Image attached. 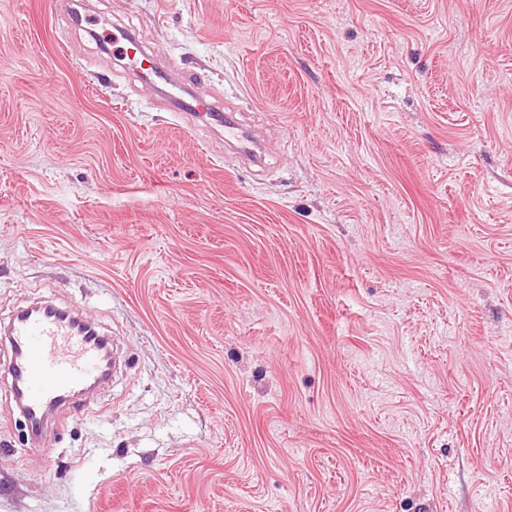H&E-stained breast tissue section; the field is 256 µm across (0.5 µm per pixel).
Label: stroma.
<instances>
[{
    "label": "stroma",
    "mask_w": 512,
    "mask_h": 512,
    "mask_svg": "<svg viewBox=\"0 0 512 512\" xmlns=\"http://www.w3.org/2000/svg\"><path fill=\"white\" fill-rule=\"evenodd\" d=\"M85 3L0 0V325L120 369L47 457L0 379V512H512V0ZM120 39L124 41L125 44L122 50V56L128 59V63L135 68L139 76L149 80L151 74L158 72L156 67L145 66V63L150 64V59L137 40L128 33Z\"/></svg>",
    "instance_id": "stroma-1"
}]
</instances>
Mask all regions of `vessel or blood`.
Here are the masks:
<instances>
[{
    "instance_id": "1",
    "label": "vessel or blood",
    "mask_w": 512,
    "mask_h": 512,
    "mask_svg": "<svg viewBox=\"0 0 512 512\" xmlns=\"http://www.w3.org/2000/svg\"><path fill=\"white\" fill-rule=\"evenodd\" d=\"M123 41L122 55L137 74H154L140 43L128 34ZM7 336V376L20 393L18 409L28 422L29 440L43 450L48 446L49 415L105 379L104 345L51 304L41 312L14 316Z\"/></svg>"
}]
</instances>
